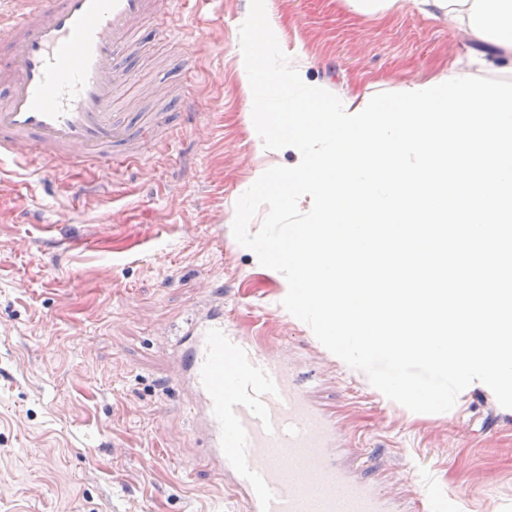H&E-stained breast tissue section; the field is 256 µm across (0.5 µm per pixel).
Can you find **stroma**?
Here are the masks:
<instances>
[{
  "mask_svg": "<svg viewBox=\"0 0 512 512\" xmlns=\"http://www.w3.org/2000/svg\"><path fill=\"white\" fill-rule=\"evenodd\" d=\"M250 0L185 16L190 48L149 20L138 80L113 105L135 122L199 103L165 146L102 175L90 162L0 166V512H246L194 457L201 442L175 381L173 329L222 287L233 326L311 378L336 421V460L401 504L457 495L465 512H512V415L476 390L454 415L414 413L348 374L284 311L281 282L235 240L258 151L236 72ZM282 50L313 86L364 105L448 70L512 79V60L467 68L478 47L414 4L365 18L345 0H265Z\"/></svg>",
  "mask_w": 512,
  "mask_h": 512,
  "instance_id": "stroma-1",
  "label": "stroma"
}]
</instances>
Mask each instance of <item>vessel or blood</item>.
<instances>
[{
  "instance_id": "obj_1",
  "label": "vessel or blood",
  "mask_w": 512,
  "mask_h": 512,
  "mask_svg": "<svg viewBox=\"0 0 512 512\" xmlns=\"http://www.w3.org/2000/svg\"><path fill=\"white\" fill-rule=\"evenodd\" d=\"M15 2L0 12V158L79 156L110 172L146 134L112 110L136 79L130 58L143 22L163 19L165 35L179 39L176 19L206 0ZM178 105L150 124L196 111L188 97ZM173 352L203 456L248 512H395L382 490L337 465L335 421L288 361L225 322L222 293L187 314Z\"/></svg>"
}]
</instances>
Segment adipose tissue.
I'll return each instance as SVG.
<instances>
[{"mask_svg": "<svg viewBox=\"0 0 512 512\" xmlns=\"http://www.w3.org/2000/svg\"><path fill=\"white\" fill-rule=\"evenodd\" d=\"M431 17L445 16L469 39L512 57V0H413Z\"/></svg>", "mask_w": 512, "mask_h": 512, "instance_id": "adipose-tissue-1", "label": "adipose tissue"}]
</instances>
